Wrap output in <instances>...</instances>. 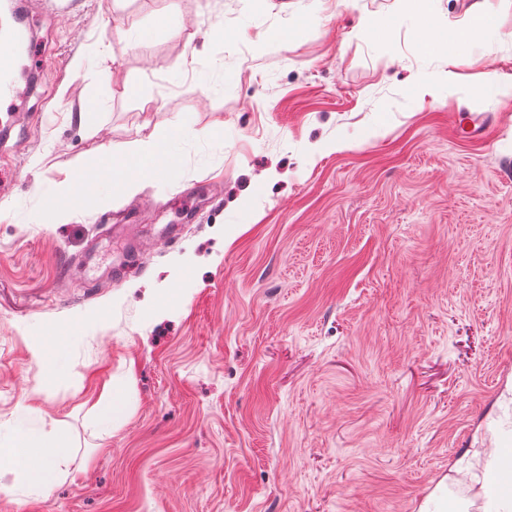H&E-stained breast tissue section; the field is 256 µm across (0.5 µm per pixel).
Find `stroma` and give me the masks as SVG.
I'll return each instance as SVG.
<instances>
[{
    "mask_svg": "<svg viewBox=\"0 0 512 512\" xmlns=\"http://www.w3.org/2000/svg\"><path fill=\"white\" fill-rule=\"evenodd\" d=\"M428 17L453 53L425 44ZM67 18L34 5L42 64L0 148L18 168L0 436L29 404L80 475L32 500L0 468V512H484L454 467L512 392V0H80ZM101 43L106 71L76 70ZM469 114L480 137L455 129ZM173 128L164 189L37 223V185ZM68 328L49 379L34 344ZM106 384L127 408L104 429Z\"/></svg>",
    "mask_w": 512,
    "mask_h": 512,
    "instance_id": "obj_1",
    "label": "stroma"
}]
</instances>
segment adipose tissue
<instances>
[{
    "instance_id": "adipose-tissue-1",
    "label": "adipose tissue",
    "mask_w": 512,
    "mask_h": 512,
    "mask_svg": "<svg viewBox=\"0 0 512 512\" xmlns=\"http://www.w3.org/2000/svg\"><path fill=\"white\" fill-rule=\"evenodd\" d=\"M176 136L172 129L163 135L140 137L120 153L101 150L80 177L39 187V194L48 201L39 215L40 223L65 224L77 213L107 210L115 196L132 195L144 184L160 182L177 167V155L171 149ZM36 416L31 406L16 407L13 440L0 447V467L7 465L23 473L36 495L44 496L71 477L73 450L65 435H44L35 425ZM473 455L482 471L470 479L482 493L490 494L488 512H512V492L500 489L512 479V455L497 446L474 449Z\"/></svg>"
}]
</instances>
